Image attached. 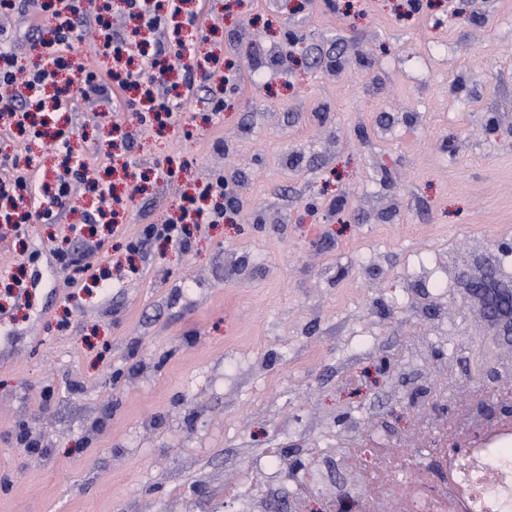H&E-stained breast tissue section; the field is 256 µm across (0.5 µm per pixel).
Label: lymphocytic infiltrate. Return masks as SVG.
Segmentation results:
<instances>
[{
  "mask_svg": "<svg viewBox=\"0 0 512 512\" xmlns=\"http://www.w3.org/2000/svg\"><path fill=\"white\" fill-rule=\"evenodd\" d=\"M123 2L128 17L152 32L179 16L194 29L202 27L199 12L185 11L186 0ZM32 3L41 16L40 24L27 32L29 47L37 52L36 61L20 67L11 40L0 41V87L9 89L8 94L0 96V121L21 129L31 116H38L37 138L49 140L63 160L55 186H43V200L39 203L29 192L27 169L15 165L0 177V224L15 228L24 224L56 223L76 188L95 196L107 209L126 207V198L117 196L111 183L91 175L86 162L72 146L76 131L69 113L90 95H102L112 101L117 94L142 84L164 88L175 70L188 76L199 75L204 82L217 76L226 85L237 84L232 68H220L216 57L199 55L191 43L181 45L173 53L159 43L153 54H146L135 40L113 30L110 22L113 0H101L97 31L98 53L110 58L112 64L105 68L89 65L82 52L87 34L85 0H0V15L23 13ZM179 210L178 220L143 227L128 241L129 252H140L153 240L189 251L192 248L190 225L218 224L224 220V209L220 206L206 210L183 204Z\"/></svg>",
  "mask_w": 512,
  "mask_h": 512,
  "instance_id": "1",
  "label": "lymphocytic infiltrate"
}]
</instances>
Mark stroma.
Returning <instances> with one entry per match:
<instances>
[{
	"mask_svg": "<svg viewBox=\"0 0 512 512\" xmlns=\"http://www.w3.org/2000/svg\"><path fill=\"white\" fill-rule=\"evenodd\" d=\"M430 2L408 17L409 0H202L219 20L202 47L239 75L229 109L213 114L206 84L164 129L136 106H78L75 150L117 192L143 190L104 236L96 285L54 258L85 249L69 227L97 203L81 190L57 223L0 230V278L28 285L0 294V512H238L253 461L311 456L345 424L362 449L337 470L372 481L378 450L444 428L414 407L434 369L405 362L413 341L447 361L465 408L498 411L512 379L484 398L455 354L478 328L456 286L431 291L472 246L512 240V0L457 19L458 0ZM116 123L140 131L132 154L110 148ZM24 146L52 181L60 157L17 134L0 160ZM220 179L227 219L190 252H128Z\"/></svg>",
	"mask_w": 512,
	"mask_h": 512,
	"instance_id": "obj_1",
	"label": "stroma"
}]
</instances>
